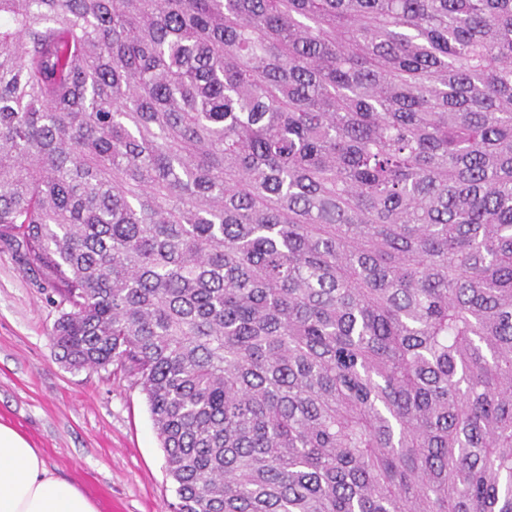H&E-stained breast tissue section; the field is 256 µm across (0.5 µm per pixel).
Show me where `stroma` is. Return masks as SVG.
<instances>
[{
    "instance_id": "obj_1",
    "label": "stroma",
    "mask_w": 512,
    "mask_h": 512,
    "mask_svg": "<svg viewBox=\"0 0 512 512\" xmlns=\"http://www.w3.org/2000/svg\"><path fill=\"white\" fill-rule=\"evenodd\" d=\"M50 294L16 247L0 243V418L96 503L170 512L175 486L145 393L122 373L74 371L59 361Z\"/></svg>"
}]
</instances>
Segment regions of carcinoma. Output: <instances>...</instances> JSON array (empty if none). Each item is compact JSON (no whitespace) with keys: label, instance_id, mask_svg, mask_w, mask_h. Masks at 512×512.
Segmentation results:
<instances>
[{"label":"carcinoma","instance_id":"cac0c4a2","mask_svg":"<svg viewBox=\"0 0 512 512\" xmlns=\"http://www.w3.org/2000/svg\"><path fill=\"white\" fill-rule=\"evenodd\" d=\"M0 241L170 512H512V0H0Z\"/></svg>","mask_w":512,"mask_h":512}]
</instances>
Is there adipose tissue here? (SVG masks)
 Instances as JSON below:
<instances>
[{
	"label": "adipose tissue",
	"mask_w": 512,
	"mask_h": 512,
	"mask_svg": "<svg viewBox=\"0 0 512 512\" xmlns=\"http://www.w3.org/2000/svg\"><path fill=\"white\" fill-rule=\"evenodd\" d=\"M0 512H98L76 483L57 478L40 449L0 420Z\"/></svg>",
	"instance_id": "ef3b65f1"
}]
</instances>
